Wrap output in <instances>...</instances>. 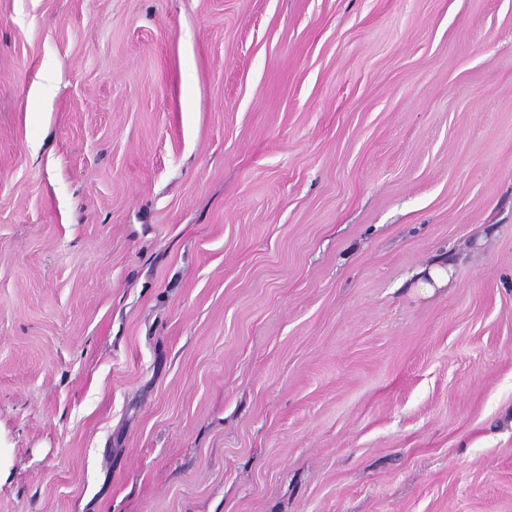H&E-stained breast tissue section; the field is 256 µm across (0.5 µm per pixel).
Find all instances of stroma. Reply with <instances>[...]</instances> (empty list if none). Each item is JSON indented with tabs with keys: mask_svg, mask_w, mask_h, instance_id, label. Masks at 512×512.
Segmentation results:
<instances>
[{
	"mask_svg": "<svg viewBox=\"0 0 512 512\" xmlns=\"http://www.w3.org/2000/svg\"><path fill=\"white\" fill-rule=\"evenodd\" d=\"M0 512H512V0H0ZM451 268L448 261H436L428 266L419 268L416 276V288L422 289L425 293L432 294L438 288L448 287Z\"/></svg>",
	"mask_w": 512,
	"mask_h": 512,
	"instance_id": "obj_1",
	"label": "stroma"
}]
</instances>
